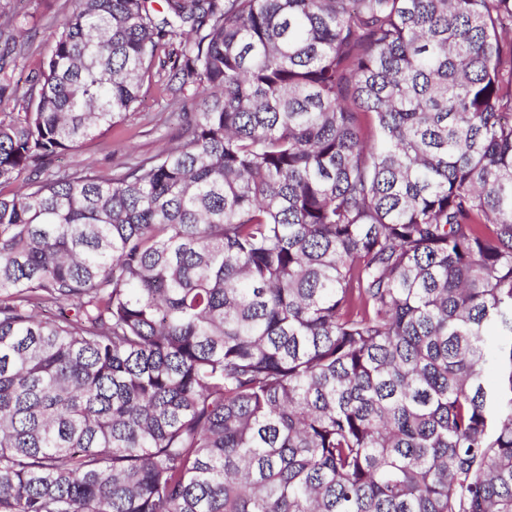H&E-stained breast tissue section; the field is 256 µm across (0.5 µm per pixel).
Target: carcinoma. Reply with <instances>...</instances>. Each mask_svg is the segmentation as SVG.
Masks as SVG:
<instances>
[{
    "label": "carcinoma",
    "instance_id": "carcinoma-1",
    "mask_svg": "<svg viewBox=\"0 0 512 512\" xmlns=\"http://www.w3.org/2000/svg\"><path fill=\"white\" fill-rule=\"evenodd\" d=\"M69 2L0 115V512H512V0ZM166 68L176 145L51 169Z\"/></svg>",
    "mask_w": 512,
    "mask_h": 512
}]
</instances>
